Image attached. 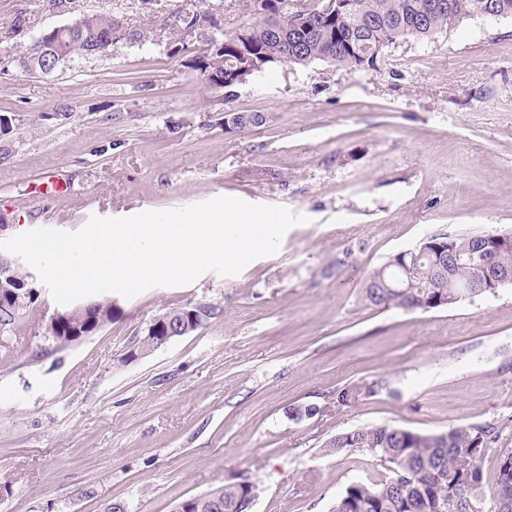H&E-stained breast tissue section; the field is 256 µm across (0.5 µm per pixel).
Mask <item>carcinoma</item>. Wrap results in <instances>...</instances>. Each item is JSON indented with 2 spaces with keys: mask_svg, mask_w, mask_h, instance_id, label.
<instances>
[{
  "mask_svg": "<svg viewBox=\"0 0 512 512\" xmlns=\"http://www.w3.org/2000/svg\"><path fill=\"white\" fill-rule=\"evenodd\" d=\"M268 9L281 17V33L272 31L268 18L244 25L245 50L257 59L265 56L266 67L323 61L349 71L373 66L385 47L409 36L429 39L487 12L512 18V0H348L328 13L321 4L290 11L288 0H270ZM188 19L187 24L169 27L170 33L179 36L188 24L216 21L207 9L189 13ZM121 27L112 14L97 12L70 37L45 38V46L52 57L73 63L111 53L120 39L136 43L153 37L149 27L130 26L119 38L115 33ZM217 34L224 41V53L209 56L206 83L223 89L224 70L238 58L240 44L235 31ZM484 245L494 252L496 275L512 276V233L489 240L482 233L431 236L418 259L400 251L373 270L364 282L363 299L379 309L414 311L447 308L490 293L488 280L478 278L467 261L448 264L451 257L465 256ZM111 320L110 310L98 316L75 306L67 318L49 323L46 335L65 345L71 337L88 336ZM498 436L493 424L456 426L439 433L376 426L338 434L326 444L331 451L366 452L389 469L379 480L351 483L336 499L332 512H458L463 498L472 501L473 512H484L477 495L483 480L480 461ZM504 489L512 492V453L500 460L491 512H512V499L506 503L500 499ZM256 496V486L242 476L177 502L173 512H252Z\"/></svg>",
  "mask_w": 512,
  "mask_h": 512,
  "instance_id": "cac0c4a2",
  "label": "carcinoma"
}]
</instances>
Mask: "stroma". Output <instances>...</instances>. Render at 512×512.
<instances>
[{
  "label": "stroma",
  "mask_w": 512,
  "mask_h": 512,
  "mask_svg": "<svg viewBox=\"0 0 512 512\" xmlns=\"http://www.w3.org/2000/svg\"><path fill=\"white\" fill-rule=\"evenodd\" d=\"M202 5L227 32L260 19L254 0H0V114L13 126L0 138V241L220 196L307 218L238 275L112 294L111 322L62 348L45 334L60 306L22 265L36 299L0 349V512H173L243 473L253 512H330L383 472L327 451L336 434L501 422L481 461L492 503L512 452V286L412 313L368 306L361 288L426 237L512 231V19L401 40L355 72L283 64L221 91L197 68L210 52L198 34L50 75L7 61L87 14L156 25ZM229 110L264 122L225 130ZM50 180L71 189L46 193ZM199 303L215 316L125 361L158 315ZM301 406L314 415L295 418Z\"/></svg>",
  "instance_id": "stroma-1"
}]
</instances>
